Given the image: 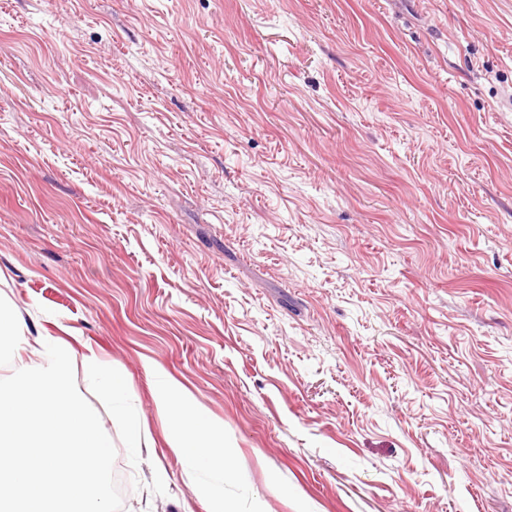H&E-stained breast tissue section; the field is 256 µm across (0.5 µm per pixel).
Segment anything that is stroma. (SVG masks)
<instances>
[{"mask_svg":"<svg viewBox=\"0 0 512 512\" xmlns=\"http://www.w3.org/2000/svg\"><path fill=\"white\" fill-rule=\"evenodd\" d=\"M0 297L71 342L123 512L219 484L146 356L242 512H512V0H0ZM84 355L83 370L86 379L97 383L102 395L112 400L119 401L124 396L125 377L112 370V364L100 358L91 349ZM144 367L157 378L156 405L168 420L170 447L186 468L216 470L224 481L238 478L231 453L224 448V431L211 421L205 407L185 395L151 360L145 359Z\"/></svg>","mask_w":512,"mask_h":512,"instance_id":"35a3bbf8","label":"stroma"}]
</instances>
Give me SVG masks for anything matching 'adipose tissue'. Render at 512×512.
Here are the masks:
<instances>
[{
    "label": "adipose tissue",
    "instance_id": "obj_1",
    "mask_svg": "<svg viewBox=\"0 0 512 512\" xmlns=\"http://www.w3.org/2000/svg\"><path fill=\"white\" fill-rule=\"evenodd\" d=\"M144 366L156 375V405L168 420L170 447L186 468L214 470L225 480L238 478L231 453L224 446V431L211 421L204 406L185 395L169 376L158 372L152 361H145ZM83 370L86 379L97 383L105 398L119 404L126 380L113 370L111 363L91 352L84 356ZM118 414L126 424L130 448H141L143 437L136 414L120 404Z\"/></svg>",
    "mask_w": 512,
    "mask_h": 512
}]
</instances>
